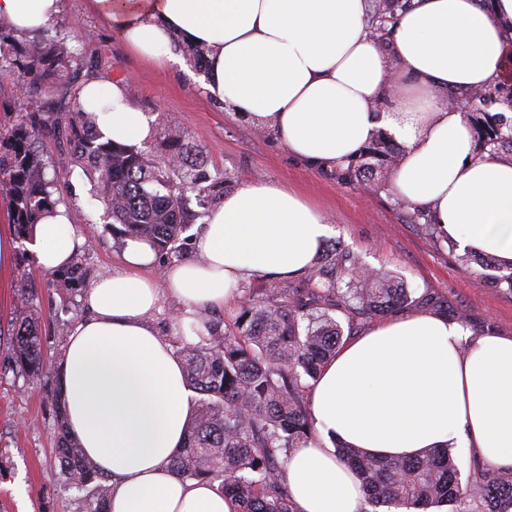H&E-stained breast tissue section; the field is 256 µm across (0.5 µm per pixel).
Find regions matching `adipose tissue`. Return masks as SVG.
I'll return each instance as SVG.
<instances>
[{
    "mask_svg": "<svg viewBox=\"0 0 512 512\" xmlns=\"http://www.w3.org/2000/svg\"><path fill=\"white\" fill-rule=\"evenodd\" d=\"M91 2L143 60L179 63L184 49L208 47V96L310 165L348 164L379 133L393 136L403 145L396 197L426 211L442 237L512 265V162L477 151L464 108L447 99L512 78V0H413L385 48L365 0ZM62 9L63 0H0L20 35ZM80 103L113 142L139 147L152 135L124 81H88ZM330 235L303 195L251 182L211 211L198 259L162 266L150 242L125 239L118 265L87 288L88 314L55 363L69 431L110 479L109 512H234L217 484L171 470L195 405L153 315L177 299L183 327L205 335V313L238 301L244 280L305 275ZM84 242L59 209L36 225L33 249L54 271ZM308 408L318 438L285 466L296 512H361L366 495L340 444L397 459L449 446L512 467V336L470 341L441 315L388 318L341 345Z\"/></svg>",
    "mask_w": 512,
    "mask_h": 512,
    "instance_id": "1",
    "label": "adipose tissue"
}]
</instances>
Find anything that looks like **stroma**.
I'll list each match as a JSON object with an SVG mask.
<instances>
[{"label":"stroma","instance_id":"stroma-1","mask_svg":"<svg viewBox=\"0 0 512 512\" xmlns=\"http://www.w3.org/2000/svg\"><path fill=\"white\" fill-rule=\"evenodd\" d=\"M53 28L81 52L64 74L70 85L127 79L132 102L153 118L147 143L152 154L161 152L167 122L176 121L187 142L200 150L220 194L246 181L293 188L329 215L332 240L356 254L364 268L403 282L411 296L406 313L430 314L434 302L444 301L449 319L458 321L470 337L512 336V294L496 284L495 271L463 266L459 248L408 222L391 190L345 184L330 169L295 159L270 133L213 102L202 86L201 71L188 65L164 70L131 55L90 0H64ZM39 150L59 175L54 193L58 208L72 213L85 238L75 257L85 276L68 282L63 274L44 272L30 243L16 244L10 284L0 289V512H80L81 493L64 480L55 463L59 379L52 372L14 376L8 342L11 317L20 285L32 284L44 357L56 362L71 326L85 315V288L111 272L121 241L100 219L103 207L93 197L90 175L68 166L63 148L53 140H43Z\"/></svg>","mask_w":512,"mask_h":512}]
</instances>
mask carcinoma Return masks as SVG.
I'll return each instance as SVG.
<instances>
[{
  "label": "carcinoma",
  "mask_w": 512,
  "mask_h": 512,
  "mask_svg": "<svg viewBox=\"0 0 512 512\" xmlns=\"http://www.w3.org/2000/svg\"><path fill=\"white\" fill-rule=\"evenodd\" d=\"M371 27L386 43L390 28L375 2ZM77 62L66 36L45 29L23 41L10 21L0 17V75L16 78L19 96L34 104L43 82L61 78ZM73 100L72 112L34 109L19 112L9 125L0 124V195L8 201L18 237L29 239L34 224L53 212L57 177L48 176L36 141L49 137L65 142L75 164L92 177L95 198L104 205L105 227L122 237L151 242L162 255L181 254L183 234L204 216L208 204L202 184L210 176L189 160L190 147L181 128L170 121L165 152L157 157L143 147H129L102 136L94 112L79 102L80 90L62 85ZM471 95L469 121L481 144L504 161L512 160V131L487 129L475 112L500 104L512 106V89ZM402 149L380 133L336 178L344 183L372 180L389 167ZM410 299L393 277L359 273L358 259L332 243L325 247L306 276V285L292 288L278 281L246 293L232 323H216L208 335L181 348L189 387L197 394L195 413L183 448L172 459L182 479H209L234 498L236 512H296L284 483L285 458L294 448L314 440L315 430L300 394L314 381L342 345L348 319L381 315ZM15 371L35 374L45 362L33 291L19 289L10 338ZM56 459L60 472L87 492L86 512H108V477L100 473L70 437L65 415H59ZM338 453L357 472L372 512H418L446 504L449 512H512V471H475L460 481L450 448H432L410 460L369 458L356 448Z\"/></svg>",
  "instance_id": "1"
}]
</instances>
